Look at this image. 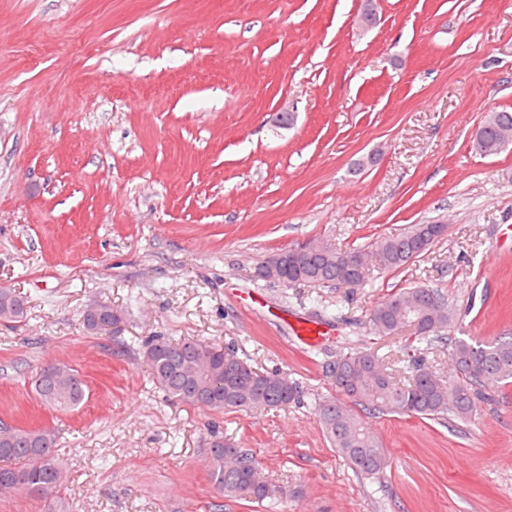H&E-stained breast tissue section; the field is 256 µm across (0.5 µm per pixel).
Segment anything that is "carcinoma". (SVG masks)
<instances>
[{
	"label": "carcinoma",
	"mask_w": 512,
	"mask_h": 512,
	"mask_svg": "<svg viewBox=\"0 0 512 512\" xmlns=\"http://www.w3.org/2000/svg\"><path fill=\"white\" fill-rule=\"evenodd\" d=\"M512 144V112L491 111L485 116L477 146L494 155ZM445 224H413L398 236L381 240L375 258L386 269L404 266L445 236ZM364 250L334 251L314 244L284 250L259 262L255 277L286 287L299 284L341 285L354 278L364 282L365 270L349 269L346 259L364 257ZM26 313L25 301L11 288H0V321L16 322ZM120 321L112 306L84 314L90 331ZM456 322L455 308L438 289L417 286L389 295L369 313L372 329L384 336L411 332L419 346L407 353L406 379L398 382L381 369V359L366 349H352L330 364L337 396L318 403L316 414L332 447L357 473L377 477L388 461L366 421L350 405L383 415L448 417L466 421L477 414V402L491 381L512 383V340L484 342L447 336ZM448 346L452 379L433 374L420 345ZM143 357L159 388L187 406L216 413L230 409L284 408L300 398L298 384L281 372H260L240 358L235 349L214 347L195 339H154ZM36 399L56 410H70L85 399L82 379L64 365L49 366L32 379ZM56 431L50 427L0 426V487L20 491L51 492L65 480L66 471L56 448ZM210 474L216 488L228 498L261 503L273 491L261 475L255 456L210 431Z\"/></svg>",
	"instance_id": "carcinoma-1"
}]
</instances>
